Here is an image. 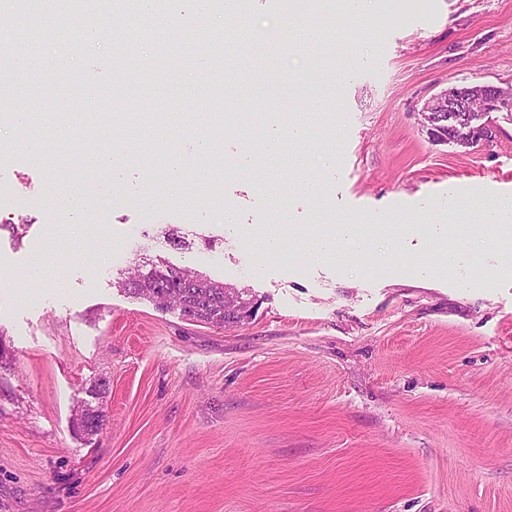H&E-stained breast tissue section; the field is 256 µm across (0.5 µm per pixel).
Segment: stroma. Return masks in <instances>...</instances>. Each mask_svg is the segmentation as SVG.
I'll return each instance as SVG.
<instances>
[{"instance_id":"stroma-1","label":"stroma","mask_w":512,"mask_h":512,"mask_svg":"<svg viewBox=\"0 0 512 512\" xmlns=\"http://www.w3.org/2000/svg\"><path fill=\"white\" fill-rule=\"evenodd\" d=\"M289 5L242 0L231 27L267 37L224 45L205 78L189 47L144 43L153 71H134L148 95L114 128L130 149L120 169L87 176L82 157L102 145L77 131L40 157L0 133V512H512V241L478 222L512 194V112L488 113L491 142L469 148L432 140L422 116L445 89L512 85V0H376L360 34ZM286 11L296 29L327 20L321 39L287 37ZM112 56L80 44L68 63L14 72L10 91L48 112L80 76L103 92L81 108L112 112ZM217 93L260 137L308 133L283 140L278 167L221 170L213 154L255 145L233 124L203 152L194 115ZM148 111L186 114L182 134L142 141ZM171 165L185 188L162 182ZM146 191L150 209L127 203ZM82 192L98 214L74 232L65 211ZM459 202L472 247L448 268L430 227L456 233ZM283 217L306 233L359 225L362 262L258 260ZM19 220L18 238L5 224ZM38 261L51 277L28 280ZM164 261L239 290L249 318L195 323L122 290ZM88 403L106 415L90 440L73 428Z\"/></svg>"}]
</instances>
